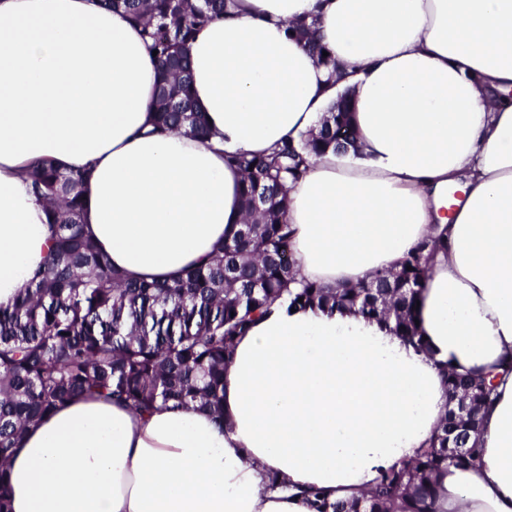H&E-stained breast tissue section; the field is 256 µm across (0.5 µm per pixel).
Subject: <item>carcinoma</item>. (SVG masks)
Masks as SVG:
<instances>
[{"instance_id": "cac0c4a2", "label": "carcinoma", "mask_w": 512, "mask_h": 512, "mask_svg": "<svg viewBox=\"0 0 512 512\" xmlns=\"http://www.w3.org/2000/svg\"><path fill=\"white\" fill-rule=\"evenodd\" d=\"M123 12L141 32L158 71L153 134L178 132L199 139L210 130L191 91L189 44L199 27L224 17L225 0H102ZM289 28L317 61L326 47L314 23ZM347 95L325 113L318 128L285 138L264 154L226 156L243 175L245 220L224 235L209 259L171 282L135 281L114 270L84 229L83 189L91 166L60 169L35 160L25 170L33 194L45 202L54 227L45 265L14 302L0 306V512H10L4 484L12 449L45 414L77 396L121 404L148 414L158 402L197 404L222 415L224 366L238 337L277 301L353 309L383 316L393 330L417 335L416 300L429 264L448 252L447 232L416 245L396 270L375 274L351 288H329L296 278L286 220L289 185L307 173L310 160L329 150L357 151ZM452 394L467 402L462 418L448 412L430 448L413 462L379 476L361 497L331 501L314 490L319 512H436V474L472 464L471 444L481 415L493 404L492 372L443 367Z\"/></svg>"}]
</instances>
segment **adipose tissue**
I'll return each mask as SVG.
<instances>
[{
	"instance_id": "1",
	"label": "adipose tissue",
	"mask_w": 512,
	"mask_h": 512,
	"mask_svg": "<svg viewBox=\"0 0 512 512\" xmlns=\"http://www.w3.org/2000/svg\"><path fill=\"white\" fill-rule=\"evenodd\" d=\"M313 21L335 68L287 25ZM211 137L150 134L155 63L99 0H0V304L52 238L21 175L86 164L85 229L115 270L167 281L239 223L225 162L315 130L348 93L358 154L326 153L288 194L301 275L351 286L448 233L420 292L418 336L353 310L276 303L224 368V415H152L76 398L30 427L9 462L13 512H316L429 448L451 407L441 373L512 354V0H231L190 44ZM479 460L443 469L438 512H512V372L483 419ZM279 487H271L270 475Z\"/></svg>"
}]
</instances>
